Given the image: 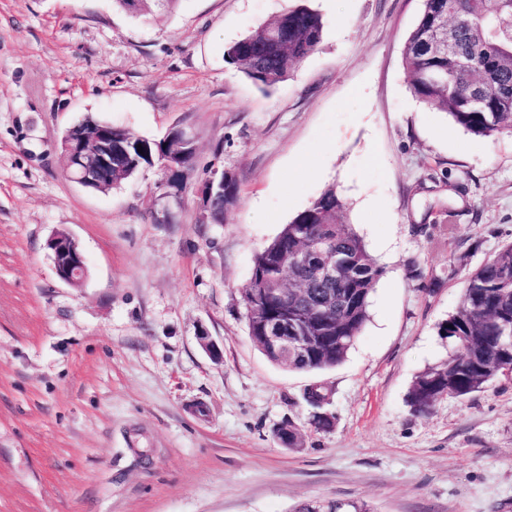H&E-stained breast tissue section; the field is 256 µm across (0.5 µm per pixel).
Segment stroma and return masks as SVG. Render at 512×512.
Listing matches in <instances>:
<instances>
[{
  "instance_id": "1",
  "label": "stroma",
  "mask_w": 512,
  "mask_h": 512,
  "mask_svg": "<svg viewBox=\"0 0 512 512\" xmlns=\"http://www.w3.org/2000/svg\"><path fill=\"white\" fill-rule=\"evenodd\" d=\"M291 0H0V512H512V381L417 413L448 356L465 279L512 243V134L465 132L411 92L423 0H309L322 41L263 89L225 57ZM92 117L185 128L179 188L159 167L107 192L62 171ZM235 174L207 224L199 189ZM382 268L338 366L297 371L252 342L256 254L325 190ZM88 269L61 281L48 239ZM331 393L315 429L310 386ZM294 425L289 448L277 431ZM172 2L174 0H113V4L134 17L150 13L152 6L161 9ZM215 185L216 183L222 189H224V194H213L212 196L208 193V188L206 187L203 190V205L209 203L211 208V216L214 221L219 222L223 219L224 213L229 211L231 208L236 206L238 202V184L236 177L229 173L219 169H213L210 172V176L205 180L204 184ZM203 184V185H204ZM206 214L204 218L206 221H209V224H218L213 222V220L209 217L208 208L204 206Z\"/></svg>"
}]
</instances>
